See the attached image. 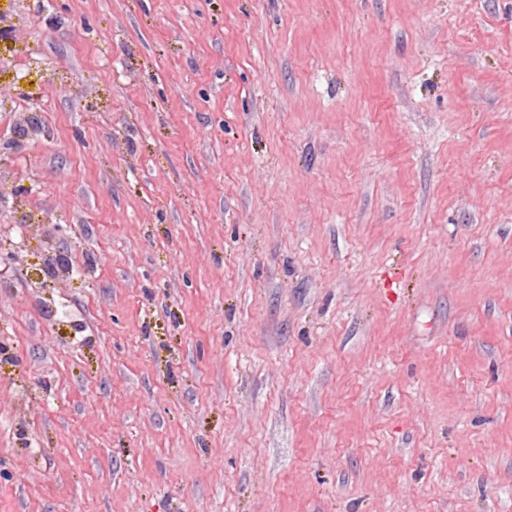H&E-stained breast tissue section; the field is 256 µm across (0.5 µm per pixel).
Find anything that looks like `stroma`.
<instances>
[{"instance_id": "stroma-1", "label": "stroma", "mask_w": 512, "mask_h": 512, "mask_svg": "<svg viewBox=\"0 0 512 512\" xmlns=\"http://www.w3.org/2000/svg\"><path fill=\"white\" fill-rule=\"evenodd\" d=\"M0 512H512V0H0Z\"/></svg>"}]
</instances>
